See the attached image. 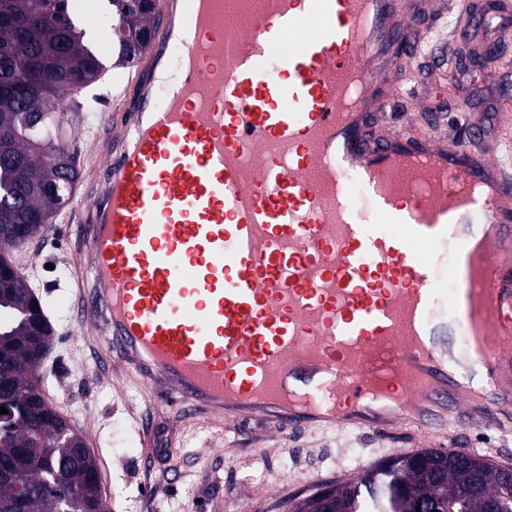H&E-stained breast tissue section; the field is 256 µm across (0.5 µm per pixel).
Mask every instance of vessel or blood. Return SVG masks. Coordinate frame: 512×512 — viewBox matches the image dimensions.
Wrapping results in <instances>:
<instances>
[{"label": "vessel or blood", "instance_id": "obj_1", "mask_svg": "<svg viewBox=\"0 0 512 512\" xmlns=\"http://www.w3.org/2000/svg\"><path fill=\"white\" fill-rule=\"evenodd\" d=\"M164 8L137 107L94 134L81 327L177 415L285 432L378 402L390 425H457L470 396L448 366L465 355L492 408L512 404L496 376L512 362V170L470 130L453 147L374 133L432 26L406 24L401 0Z\"/></svg>", "mask_w": 512, "mask_h": 512}]
</instances>
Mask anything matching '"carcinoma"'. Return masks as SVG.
Segmentation results:
<instances>
[{"mask_svg": "<svg viewBox=\"0 0 512 512\" xmlns=\"http://www.w3.org/2000/svg\"><path fill=\"white\" fill-rule=\"evenodd\" d=\"M102 0L116 54L112 78L141 56L154 35L155 4ZM106 70L97 44L79 24L70 0H0V265H13L6 250L69 200L81 177L78 153L59 142L69 90L81 93ZM59 184V193L43 192ZM32 288L19 275L0 283V399L15 421H0V512H105L96 459L66 419L50 409L35 381L40 355L53 331L36 325ZM504 468L475 454L431 448L389 457L361 477L316 491L295 512H489L495 502L512 512V487Z\"/></svg>", "mask_w": 512, "mask_h": 512, "instance_id": "obj_1", "label": "carcinoma"}]
</instances>
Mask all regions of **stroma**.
<instances>
[{"instance_id": "stroma-1", "label": "stroma", "mask_w": 512, "mask_h": 512, "mask_svg": "<svg viewBox=\"0 0 512 512\" xmlns=\"http://www.w3.org/2000/svg\"><path fill=\"white\" fill-rule=\"evenodd\" d=\"M461 15L448 7L428 17L416 7L414 25L432 23L433 54H421L402 74L412 98L400 100L390 124L412 123L432 138L462 136L477 123L484 144L512 158V0H476ZM76 201L54 218L39 241L23 247L55 328L37 376L53 407L82 434L101 470V490L112 512H288L332 482H345L396 452L424 448L473 449L512 467V411L504 426L446 425L417 435L412 425L384 432L328 427L280 434L262 419L215 425L178 421L163 402L150 401L141 382L103 364L97 334L73 318L70 240ZM147 415L158 439L144 447L134 416ZM175 452H167L168 443Z\"/></svg>"}]
</instances>
